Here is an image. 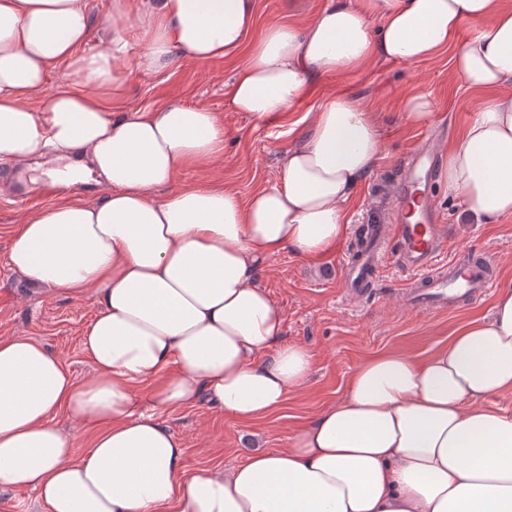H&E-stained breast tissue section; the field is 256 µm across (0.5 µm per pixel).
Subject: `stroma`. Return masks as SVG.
<instances>
[{"label": "stroma", "instance_id": "35a3bbf8", "mask_svg": "<svg viewBox=\"0 0 512 512\" xmlns=\"http://www.w3.org/2000/svg\"><path fill=\"white\" fill-rule=\"evenodd\" d=\"M325 3L256 0L251 37L259 39L268 25L281 20L305 25ZM128 39L125 87L122 99L112 104L113 114L128 106L181 103L216 112L224 125L223 154L181 170L175 187L227 186L237 191L240 201H247L256 190L277 182L280 155L301 142L307 130L306 116L340 92L354 94L370 105L383 131V151L375 169L344 205L348 226L342 240L316 260L283 251L267 259L259 271L261 282L283 311V342L301 345L312 356L309 381L292 392L281 408L256 423L240 422L205 402L164 411L163 423L184 445L186 471L229 470L245 461L256 442L269 451L286 449L292 434L345 395L348 378L362 361L388 350L419 361L427 359L447 345L457 329L488 316L498 292L512 285V219L486 223L470 217L438 181L432 193L442 224V257L450 259L463 247L488 254L494 265L492 289L450 311L429 313L405 306L401 291L407 276L394 259L385 260L378 286L368 298H352L344 281L342 263L361 224L368 221V206L380 190L394 187L407 153L440 123L447 124L449 137H456L489 98L488 93L471 90L455 79L452 49L421 61L377 60L362 69L342 68L319 75L308 94L288 111L260 120L235 111L230 104L232 79L242 54L205 62L182 55L171 72L149 73L137 65L142 35L136 27H129ZM411 93L432 101L429 125H405L403 102ZM31 176V170L0 164V336L39 339L76 377L84 379L92 369L81 351L80 333L97 312L94 296L35 292L8 267L12 233L31 212L54 200L53 195L41 192ZM21 185L28 199L16 198Z\"/></svg>", "mask_w": 512, "mask_h": 512}]
</instances>
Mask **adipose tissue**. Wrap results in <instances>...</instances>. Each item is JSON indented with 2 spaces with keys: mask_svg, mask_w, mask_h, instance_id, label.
<instances>
[{
  "mask_svg": "<svg viewBox=\"0 0 512 512\" xmlns=\"http://www.w3.org/2000/svg\"><path fill=\"white\" fill-rule=\"evenodd\" d=\"M255 0H112L93 38L88 0H0V162L63 161L49 171L57 204L30 214L8 264L30 286L98 311L76 378L31 336L0 338V491L36 492L41 512H512V414L487 405L512 392V289L490 318L456 331L424 361L385 351L351 374L346 395L291 436L228 471L186 472L165 409L209 401L242 422L264 418L312 372L281 341L282 310L258 280L284 250L315 259L345 232L343 205L382 151L380 125L348 93L325 101L280 176L240 201L232 188H174L177 172L224 149L216 113L184 104L125 109L126 31L140 69L176 54L199 61L239 50ZM380 28H373V21ZM476 34L455 76L491 98L448 147L443 175L464 211L512 218V7L504 0H329L303 27L271 26L236 70L235 111H288L315 74L377 58L425 60L461 23ZM69 76L53 85L51 64ZM103 191L89 203L74 188ZM151 385L138 408L136 385ZM67 415L93 431L75 454Z\"/></svg>",
  "mask_w": 512,
  "mask_h": 512,
  "instance_id": "obj_1",
  "label": "adipose tissue"
}]
</instances>
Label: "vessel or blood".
Instances as JSON below:
<instances>
[{
  "mask_svg": "<svg viewBox=\"0 0 512 512\" xmlns=\"http://www.w3.org/2000/svg\"><path fill=\"white\" fill-rule=\"evenodd\" d=\"M438 166L436 149L425 142L404 164L405 176L394 189L397 200L414 197L415 186L430 188ZM358 259L347 262L344 277L351 294L362 295L374 283L386 256H394L408 273L405 303L425 312H444L473 301L492 288L493 266L489 258L461 250L449 260L440 258L437 214L430 200H423L419 223L398 219L392 224H369Z\"/></svg>",
  "mask_w": 512,
  "mask_h": 512,
  "instance_id": "b4317fda",
  "label": "vessel or blood"
}]
</instances>
